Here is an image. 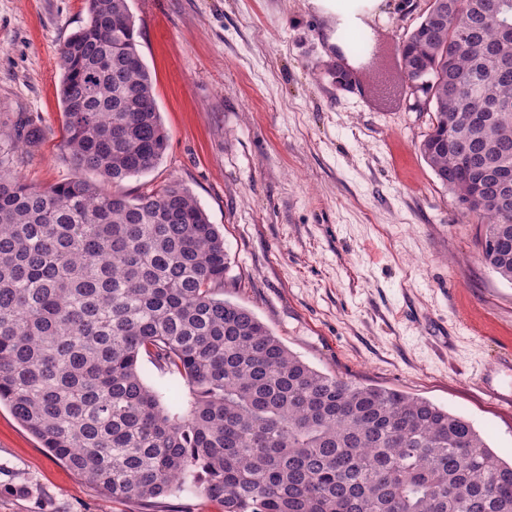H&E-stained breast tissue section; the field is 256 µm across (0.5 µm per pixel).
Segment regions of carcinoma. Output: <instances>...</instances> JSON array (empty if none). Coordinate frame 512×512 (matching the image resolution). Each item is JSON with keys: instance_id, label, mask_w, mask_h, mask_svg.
I'll return each mask as SVG.
<instances>
[{"instance_id": "obj_1", "label": "carcinoma", "mask_w": 512, "mask_h": 512, "mask_svg": "<svg viewBox=\"0 0 512 512\" xmlns=\"http://www.w3.org/2000/svg\"><path fill=\"white\" fill-rule=\"evenodd\" d=\"M430 0L404 39L431 113L419 150L479 224L484 264L512 282V195L462 166L512 174V39L472 0ZM60 49L70 178L40 187L11 149L44 137L0 126V402L112 500L174 492L221 512H512V463L473 424L407 392L355 384L292 353L224 294V236L177 182L113 191L168 146L127 0H87ZM92 172L96 182L83 177ZM147 357L171 376L162 402Z\"/></svg>"}]
</instances>
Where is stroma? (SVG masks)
I'll return each instance as SVG.
<instances>
[{
  "mask_svg": "<svg viewBox=\"0 0 512 512\" xmlns=\"http://www.w3.org/2000/svg\"><path fill=\"white\" fill-rule=\"evenodd\" d=\"M169 134L134 197L176 182L224 236V296L317 370L397 389L469 419L512 458V283L481 259L477 223L419 151L398 48L429 0H380L376 72L339 86L317 0H128ZM86 0H0V120L45 135L17 153L42 187L72 174L59 50ZM0 512H145L113 502L0 406Z\"/></svg>",
  "mask_w": 512,
  "mask_h": 512,
  "instance_id": "stroma-1",
  "label": "stroma"
}]
</instances>
